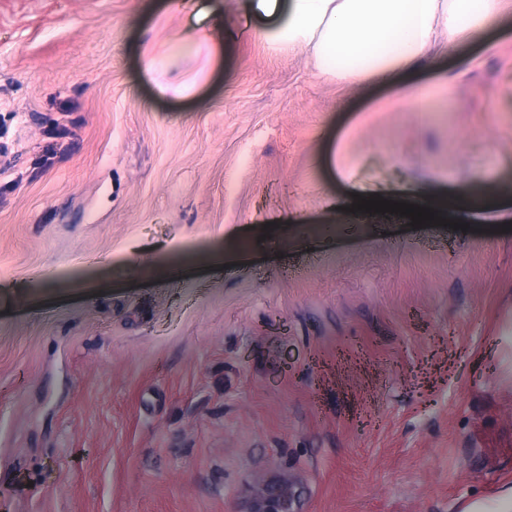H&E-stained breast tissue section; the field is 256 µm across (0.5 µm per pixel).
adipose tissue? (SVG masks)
Listing matches in <instances>:
<instances>
[{"mask_svg": "<svg viewBox=\"0 0 512 512\" xmlns=\"http://www.w3.org/2000/svg\"><path fill=\"white\" fill-rule=\"evenodd\" d=\"M275 53L304 56L316 74L355 87L412 72L435 50L498 29L503 0H234Z\"/></svg>", "mask_w": 512, "mask_h": 512, "instance_id": "adipose-tissue-1", "label": "adipose tissue"}]
</instances>
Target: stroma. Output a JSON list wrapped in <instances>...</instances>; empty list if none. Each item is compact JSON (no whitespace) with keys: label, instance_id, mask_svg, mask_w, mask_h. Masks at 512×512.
<instances>
[{"label":"stroma","instance_id":"1","mask_svg":"<svg viewBox=\"0 0 512 512\" xmlns=\"http://www.w3.org/2000/svg\"><path fill=\"white\" fill-rule=\"evenodd\" d=\"M171 0H0V512H461L512 485V8L428 120ZM232 37L214 55L185 46ZM187 85L157 96L141 54ZM71 122L64 157L46 131ZM496 192L411 227L356 197ZM257 490L249 491L246 508L242 512H300L304 490L288 478L265 481Z\"/></svg>","mask_w":512,"mask_h":512}]
</instances>
